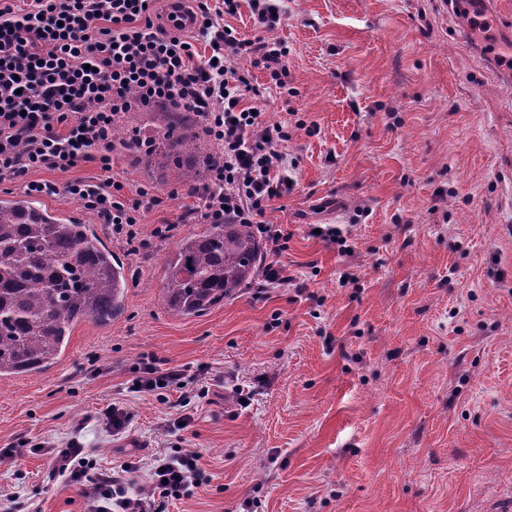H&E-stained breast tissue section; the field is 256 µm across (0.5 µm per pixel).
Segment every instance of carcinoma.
<instances>
[{
    "instance_id": "1",
    "label": "carcinoma",
    "mask_w": 512,
    "mask_h": 512,
    "mask_svg": "<svg viewBox=\"0 0 512 512\" xmlns=\"http://www.w3.org/2000/svg\"><path fill=\"white\" fill-rule=\"evenodd\" d=\"M160 129L142 160L151 166L163 157L172 185L202 182L220 155L194 117L164 112ZM263 253L249 224H207L184 235L163 268L166 311L208 313L255 279ZM126 288L124 263L92 225L27 195L0 198V380L47 370L78 324L110 325Z\"/></svg>"
}]
</instances>
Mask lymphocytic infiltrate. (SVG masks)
I'll list each match as a JSON object with an SVG mask.
<instances>
[{"mask_svg": "<svg viewBox=\"0 0 512 512\" xmlns=\"http://www.w3.org/2000/svg\"><path fill=\"white\" fill-rule=\"evenodd\" d=\"M156 0H28L20 7L0 0V182L25 180L30 194L65 193L96 213L128 252L146 245L139 224L162 198L138 188L123 193L111 180H76L65 186L27 181L33 170H66L84 162L112 168L116 128L125 115L155 107L188 112L201 133L220 148L221 163L185 207V224H253L271 260L256 293L292 288L296 278L281 256L288 236L266 220L273 200L291 186L286 175L291 137L270 122L257 103L262 91L252 72L264 70L276 88L288 87V50L271 33L281 22L274 0H195L194 35L155 25ZM248 5L256 35L224 24ZM205 41L210 53L200 56ZM185 369L147 363L129 389L163 397L181 387ZM67 484L91 482L94 512H169L173 501L202 493L211 478L197 451L181 448L153 454L141 466L135 454L117 465H97L90 449L71 438L65 446L39 442ZM146 470L149 489L135 480Z\"/></svg>", "mask_w": 512, "mask_h": 512, "instance_id": "1", "label": "lymphocytic infiltrate"}]
</instances>
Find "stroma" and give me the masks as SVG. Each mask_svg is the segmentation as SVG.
<instances>
[{
    "label": "stroma",
    "mask_w": 512,
    "mask_h": 512,
    "mask_svg": "<svg viewBox=\"0 0 512 512\" xmlns=\"http://www.w3.org/2000/svg\"><path fill=\"white\" fill-rule=\"evenodd\" d=\"M280 7L295 93L253 76L269 120L293 128L294 185L266 219L289 234L282 259L301 290L247 287L206 315H171L162 270L192 230L179 221L188 188L123 148L108 173L31 172L178 197L145 214L137 255L96 222L129 274L123 312L80 325L48 371L0 382V448L21 449L0 463V512H89V486L29 450L77 426L105 465L133 440L145 460L201 451L208 490L170 512H512V69L444 0ZM164 222L172 235L152 237ZM311 224L340 226L349 253ZM147 361L187 371L167 403L128 390ZM182 401L187 427L161 428ZM114 403L135 413L124 439L93 418Z\"/></svg>",
    "instance_id": "35a3bbf8"
}]
</instances>
